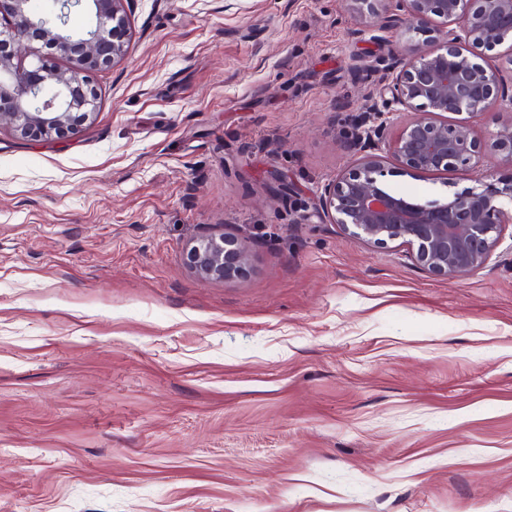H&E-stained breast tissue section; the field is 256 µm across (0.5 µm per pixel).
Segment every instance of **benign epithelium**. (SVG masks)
<instances>
[{
	"label": "benign epithelium",
	"mask_w": 512,
	"mask_h": 512,
	"mask_svg": "<svg viewBox=\"0 0 512 512\" xmlns=\"http://www.w3.org/2000/svg\"><path fill=\"white\" fill-rule=\"evenodd\" d=\"M383 18L384 31L420 33L434 22L448 27L444 46L396 51L381 68L365 110L353 118L356 168L324 186L322 214L371 247L399 243L424 272L452 280L471 275L492 259L512 224V181L480 185L443 203L421 205L388 192L380 177L392 158L407 169L473 174L486 156L512 167V57L509 66H483L472 48L492 50L512 35V0H350ZM127 0H54L40 15L32 0H0V129L22 139L60 138L75 120L98 110L92 75L125 58L130 41ZM86 17L69 24L72 11ZM30 58L24 63L18 53ZM64 60L62 68L57 61ZM495 125L480 140L467 121ZM410 118L401 120L404 115ZM203 279H229L247 271L248 258L234 237L211 234L187 250Z\"/></svg>",
	"instance_id": "7a95c632"
}]
</instances>
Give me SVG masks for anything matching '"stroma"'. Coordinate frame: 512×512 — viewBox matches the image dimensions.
<instances>
[{"instance_id": "1", "label": "stroma", "mask_w": 512, "mask_h": 512, "mask_svg": "<svg viewBox=\"0 0 512 512\" xmlns=\"http://www.w3.org/2000/svg\"><path fill=\"white\" fill-rule=\"evenodd\" d=\"M126 10L91 119L0 130V512H512V229L446 280L321 217L400 37L350 0ZM479 181L512 167L383 178ZM211 233L245 275L193 272ZM192 270L202 279H229L247 271L248 258L243 245L234 237L211 234L192 243L187 250Z\"/></svg>"}]
</instances>
